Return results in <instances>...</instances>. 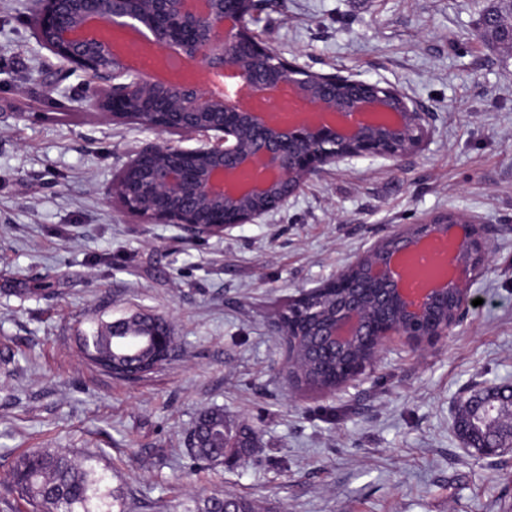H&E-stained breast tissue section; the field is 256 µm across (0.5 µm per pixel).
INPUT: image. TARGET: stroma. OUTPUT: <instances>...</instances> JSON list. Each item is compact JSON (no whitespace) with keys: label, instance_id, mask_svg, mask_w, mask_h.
Segmentation results:
<instances>
[{"label":"stroma","instance_id":"obj_1","mask_svg":"<svg viewBox=\"0 0 512 512\" xmlns=\"http://www.w3.org/2000/svg\"><path fill=\"white\" fill-rule=\"evenodd\" d=\"M254 30L288 61L392 86L429 112L410 154L326 166L283 207L193 238L131 216L108 189L150 146L193 148L89 103L82 72L0 0V512L16 457L105 455L125 512H184L217 491L256 512H512V453L475 461L455 404L512 384V55L481 36L492 0H263ZM455 211L484 226L475 306L437 345L392 338L363 380L289 385L274 314L375 242ZM163 316L173 356L126 381L91 365L97 320ZM256 431L246 457L193 460L200 412Z\"/></svg>","mask_w":512,"mask_h":512}]
</instances>
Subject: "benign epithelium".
Instances as JSON below:
<instances>
[{"label": "benign epithelium", "instance_id": "1", "mask_svg": "<svg viewBox=\"0 0 512 512\" xmlns=\"http://www.w3.org/2000/svg\"><path fill=\"white\" fill-rule=\"evenodd\" d=\"M178 24H189L201 34L188 48L170 38L154 36L157 51L180 48L203 66L233 72L270 110L286 99L288 109L273 124L262 112H239L214 97L205 86L184 80L166 88L175 112L150 113L144 126L170 130V116L190 119L186 134H220L219 142L192 149H168L169 160L152 169L140 184L142 199H177L180 207L159 206L143 212L127 210L151 223L177 224L194 236L225 235L242 224H252L288 202L300 185L326 166L345 160H396L413 151L428 134V116L390 86L353 76L307 70L278 56L249 27L255 0H238L233 9L222 0H158ZM115 0H40L42 28L52 31L47 47L70 70L95 79L118 70L127 79L121 93L105 90L91 103L116 119L128 114L133 97L158 89L147 76L127 68L112 51V37L86 28L89 21L107 24L117 33L129 26L154 28L150 11L118 13ZM482 30L512 50V25L503 28L498 17L486 13ZM276 61L281 75L265 78L259 65ZM329 113L331 121H305L295 108ZM262 172L257 181L253 174ZM445 239L450 247L451 274L446 281L421 293L405 286L396 266L410 260L419 246ZM489 262V247L478 221L462 213H445L410 224L370 246L364 254L318 288L303 291L288 307L305 308L314 296L336 298L335 309L309 313L311 335L325 353L341 354L345 371L333 388L359 379L394 336L414 349L431 347L448 336L469 307L468 284ZM283 341L282 368L298 381L306 367V333L287 326L283 314L274 320ZM497 405L491 428L512 439V385L486 384L457 401L452 432L460 448L480 460L498 457V445L473 448L469 412L477 405Z\"/></svg>", "mask_w": 512, "mask_h": 512}]
</instances>
